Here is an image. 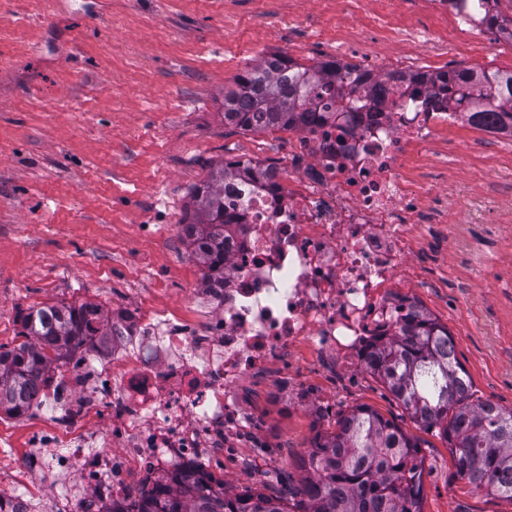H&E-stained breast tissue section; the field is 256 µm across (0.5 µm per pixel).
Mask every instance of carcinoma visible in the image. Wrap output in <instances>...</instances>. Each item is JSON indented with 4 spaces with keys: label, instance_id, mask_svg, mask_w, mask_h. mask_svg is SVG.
<instances>
[{
    "label": "carcinoma",
    "instance_id": "cac0c4a2",
    "mask_svg": "<svg viewBox=\"0 0 512 512\" xmlns=\"http://www.w3.org/2000/svg\"><path fill=\"white\" fill-rule=\"evenodd\" d=\"M475 11L490 29L512 37V16ZM349 80L341 100L372 93L380 79L356 74L334 60L302 64L279 53L254 64L224 94V125L252 132L293 130L314 118L322 93L336 98V81ZM429 80L448 99L468 104L471 125L496 111L512 109V69L465 68L436 74L388 73L389 82ZM236 169L221 165L191 193L184 223L192 254L213 270L224 266V184ZM27 341L0 351V411L27 407L38 379L65 364L87 340L102 345L112 335V315L83 303L32 309L22 317ZM366 369L377 376L419 426L448 443L456 475L477 492L512 501V408L474 398L470 377L456 360L448 328L429 314L378 348ZM422 441L366 405L339 415L335 430L317 435L300 458L309 477L296 486L287 470L268 474L261 488L240 491L222 485L204 487L188 478L163 477L155 488L128 506L110 512H423Z\"/></svg>",
    "mask_w": 512,
    "mask_h": 512
}]
</instances>
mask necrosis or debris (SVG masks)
<instances>
[{
  "label": "necrosis or debris",
  "instance_id": "1",
  "mask_svg": "<svg viewBox=\"0 0 512 512\" xmlns=\"http://www.w3.org/2000/svg\"><path fill=\"white\" fill-rule=\"evenodd\" d=\"M430 97L384 84L297 128L284 166L256 159L230 182L227 260L201 290L209 317L113 310L107 347L38 382L24 413L0 416V428L26 429L9 466L30 480L0 490V512H105L132 500L133 474L147 491L162 475L223 483L210 463L251 424L253 381L294 413L316 399L298 376L304 350L323 367L364 368L423 307L415 256L446 201L410 157L464 119L462 106ZM30 415L41 425L26 427Z\"/></svg>",
  "mask_w": 512,
  "mask_h": 512
}]
</instances>
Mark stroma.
Here are the masks:
<instances>
[{"mask_svg":"<svg viewBox=\"0 0 512 512\" xmlns=\"http://www.w3.org/2000/svg\"><path fill=\"white\" fill-rule=\"evenodd\" d=\"M392 14L445 39L451 15H422L412 0H0V345L22 343L30 309L93 303L186 315V290L204 269L179 225L192 189L227 159L282 165L284 131L224 124V93L259 59L312 64L363 56L347 38ZM481 49L442 54L437 44L367 42L366 55L429 72L512 68V37L479 32ZM461 162L430 167L448 194V224L482 258L440 237L423 245L426 311L447 327L475 396L512 407V138L483 143L458 124L442 132ZM497 223H487L488 214ZM319 401L284 417L255 386L256 417L224 456V481L260 487L296 465L336 415L364 404L422 440L423 512H512V502L458 478L446 442L425 432L367 370L346 377L308 368ZM328 400L331 414L320 412Z\"/></svg>","mask_w":512,"mask_h":512,"instance_id":"stroma-1","label":"stroma"}]
</instances>
